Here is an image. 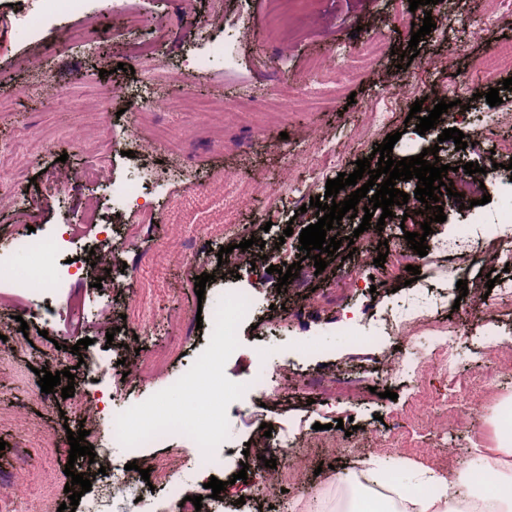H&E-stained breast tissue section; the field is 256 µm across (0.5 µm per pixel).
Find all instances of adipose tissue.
Wrapping results in <instances>:
<instances>
[{
	"mask_svg": "<svg viewBox=\"0 0 512 512\" xmlns=\"http://www.w3.org/2000/svg\"><path fill=\"white\" fill-rule=\"evenodd\" d=\"M388 469V462L371 457L338 477L336 512H512V448L474 446L453 471L428 467L392 487ZM488 472L496 477L493 485L477 487V476Z\"/></svg>",
	"mask_w": 512,
	"mask_h": 512,
	"instance_id": "1",
	"label": "adipose tissue"
}]
</instances>
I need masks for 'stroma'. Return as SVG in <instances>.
<instances>
[{"label":"stroma","instance_id":"obj_1","mask_svg":"<svg viewBox=\"0 0 512 512\" xmlns=\"http://www.w3.org/2000/svg\"><path fill=\"white\" fill-rule=\"evenodd\" d=\"M499 0H446L451 27L447 35L431 32L418 44L419 55L403 66L414 26L422 25L425 7L410 10L407 0H315L307 14L296 15L278 40L267 36V23L284 0H129L128 12L113 11L108 0H94L89 10L61 14L56 24L29 10L26 0H0V142L26 139L34 154L23 165L19 197L0 206V478L15 475L31 512L45 497L44 477H53L57 503H65L70 478L87 470V457L70 461L67 433L79 421L64 419L69 400L60 391L42 393L37 369H74L75 390L87 384L79 359H97L93 385L99 413L85 444L105 455L111 467L128 463V448L112 439L110 420L134 412L140 427L150 428L171 415L197 411L200 402L188 395L183 382L194 363L209 351L211 312L242 285L233 274L215 278L217 248L250 238L279 246L285 262H300L297 278L278 291L275 275L259 271L252 290L256 310L237 327L235 351L220 362L221 376L240 383L242 391L223 398L221 441L201 448L190 435L169 432L140 448L148 459L179 451L183 466L175 480L182 495L204 494L208 478L198 467L202 453L223 456L246 452V480L221 491L223 512H332L336 475L359 459L378 457L402 477L414 465L453 470L472 432H480L486 448L498 445L494 420L504 401L512 400V303L487 291L486 275H500L501 266L484 261L479 225L501 222L512 215V176L502 175L486 187L490 202L473 207H445L447 222L468 225L478 256L466 263L467 292H460L448 271L458 262L457 247L442 237L435 210L409 217L386 218L370 245L408 250L405 232L419 231L431 220L426 238L425 275L416 277L392 264L364 267L341 244L334 264H346L351 282L312 276V259L299 249L303 228L317 223L315 208L296 213L286 204L271 210L274 188L292 176L291 159L301 157L310 138L328 134L349 142L342 170L353 173L357 160L370 157L385 134L399 133L393 160L416 155L435 145L438 134H418L409 121L410 106L421 102L431 111L433 99L420 94L437 86L447 89L460 116V127L488 122L493 109L484 95L495 88L503 101L512 91L503 81L512 65L489 58L493 45L512 47V19L491 30L480 28L482 16ZM406 21L393 22L396 11ZM209 22L199 37L193 22ZM378 36L376 56L363 66L354 61L361 43ZM230 41L237 48L234 67L224 65L214 45ZM203 57L207 65L193 74L189 63ZM354 67L353 79L330 85L319 94L309 91L316 64ZM404 86L393 99V118L385 134L366 139L362 129L371 108L387 96L392 84ZM174 101L171 112L137 109V93ZM264 99L265 109L250 123L237 118L241 98ZM112 138V166L104 180L86 181L82 172L95 162L103 131ZM252 186L240 208H232L226 180ZM128 183L146 192L154 222L141 211L112 207L113 183ZM240 227L224 235L213 221L217 214ZM446 222V223H447ZM61 229L88 258L91 248L107 238L134 235V242L108 264L80 271L64 300L53 292L35 299L14 290L10 277L26 274L47 280L60 262L54 253H33L17 247L29 228ZM291 236H284V229ZM212 246L208 263L193 255ZM212 274L204 296H197L195 278ZM135 278L153 320L140 327L136 310L118 295L95 288L99 277ZM459 300V308L438 311L441 326L456 336L458 360L452 375L430 369L403 375L389 385L378 384L389 363L422 347L424 338L401 330L385 331L379 320L387 306L416 296L439 294ZM355 310L361 340L341 336L336 325L347 310ZM28 332H20L21 324ZM91 338L83 352L78 340ZM272 353L290 372L268 380L258 392L248 384L257 371L258 351ZM374 383L376 391L359 400L339 399L305 388V380L320 376ZM464 389L480 399L478 413L466 416L463 429L453 432L452 448L439 446L448 431L445 398L449 388ZM395 399L385 398V391ZM271 424L264 435L262 424ZM334 424L333 448H303L302 465L282 476L281 490L263 492L261 482L271 470V437H302L314 424ZM108 512H176L165 491L150 490L141 477L107 499Z\"/></svg>","mask_w":512,"mask_h":512}]
</instances>
